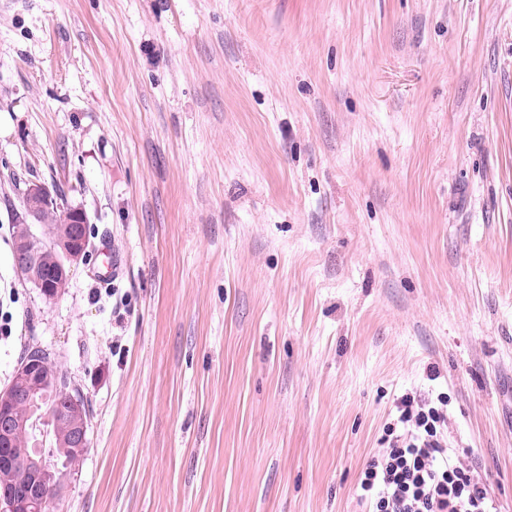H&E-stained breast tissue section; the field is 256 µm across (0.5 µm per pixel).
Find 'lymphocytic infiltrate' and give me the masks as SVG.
Here are the masks:
<instances>
[{"label":"lymphocytic infiltrate","mask_w":512,"mask_h":512,"mask_svg":"<svg viewBox=\"0 0 512 512\" xmlns=\"http://www.w3.org/2000/svg\"><path fill=\"white\" fill-rule=\"evenodd\" d=\"M396 410L398 434L363 470L361 498L369 512H498L485 486L447 448V401L405 395Z\"/></svg>","instance_id":"1"}]
</instances>
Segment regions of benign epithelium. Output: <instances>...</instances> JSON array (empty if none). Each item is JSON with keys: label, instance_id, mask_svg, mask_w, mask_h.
Listing matches in <instances>:
<instances>
[{"label": "benign epithelium", "instance_id": "1", "mask_svg": "<svg viewBox=\"0 0 512 512\" xmlns=\"http://www.w3.org/2000/svg\"><path fill=\"white\" fill-rule=\"evenodd\" d=\"M25 219L15 225L13 261L16 270L32 283L47 298L61 295L68 287L71 267L87 259L89 240L87 238L85 213L78 208L61 210L57 220V229L53 233V246L59 248L61 270L55 277V284H50L42 268V238L34 226L44 223L45 214L57 208L47 188L41 184H31L24 194ZM52 373L47 363L35 358H26L17 367L9 385L0 390V441H8L19 431L27 427V420L20 418L16 411L19 406L32 399L37 392V385L43 380H50ZM56 388L65 397V416L55 415L48 419L54 429L61 428V419H66L67 429L60 435L65 446L71 447L77 456L86 451V434L88 420L84 411L83 396L72 385L54 381ZM17 461L23 463L29 474L25 494L16 497L7 492L0 494L3 512H33V507H48L52 497L61 485V479L43 469L39 463L28 456L27 449L16 448Z\"/></svg>", "mask_w": 512, "mask_h": 512}]
</instances>
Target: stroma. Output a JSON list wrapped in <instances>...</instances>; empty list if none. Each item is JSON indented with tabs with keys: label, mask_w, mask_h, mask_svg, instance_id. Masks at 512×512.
<instances>
[{
	"label": "stroma",
	"mask_w": 512,
	"mask_h": 512,
	"mask_svg": "<svg viewBox=\"0 0 512 512\" xmlns=\"http://www.w3.org/2000/svg\"><path fill=\"white\" fill-rule=\"evenodd\" d=\"M0 318L86 401L53 512H364L406 393L512 512V0H0ZM25 219L23 224H15L13 261L16 270L32 283L47 298L61 295L68 287L71 267L87 259L89 240L87 238L85 213L78 208H66L56 222L53 233V246L59 248L61 270L52 281L57 268V253L45 250L42 268V238L36 233L35 224H45L44 216L57 208L47 188L41 184H31L24 194ZM45 276H44V271ZM46 277V278H45ZM47 279V280H46Z\"/></svg>",
	"instance_id": "obj_1"
}]
</instances>
